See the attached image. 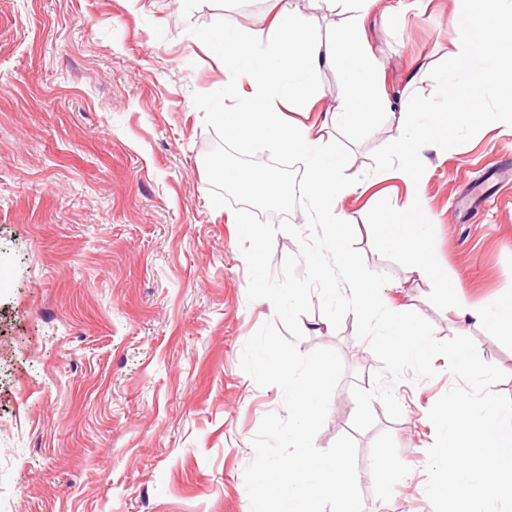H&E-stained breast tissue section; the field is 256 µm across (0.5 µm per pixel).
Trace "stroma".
<instances>
[{
  "label": "stroma",
  "mask_w": 512,
  "mask_h": 512,
  "mask_svg": "<svg viewBox=\"0 0 512 512\" xmlns=\"http://www.w3.org/2000/svg\"><path fill=\"white\" fill-rule=\"evenodd\" d=\"M268 0H0V512H250L244 469L264 416L283 392L240 367L247 340L274 316L248 300L232 207H213L204 157L220 137L193 103L224 85V28L260 38ZM402 19L381 25L387 10ZM365 33L396 96L421 59L441 63L455 39L451 0H377ZM494 119L450 128L417 184L390 151L409 118L377 116L360 133L332 131L354 190L339 203L367 268L390 275L387 301L429 321L438 339L472 338L512 397V333L476 324L458 302L512 301V101L488 87ZM418 191L444 289L411 271L368 221ZM500 196L497 207L485 206ZM297 346L338 352L345 373L319 449L351 435L364 512H431L428 413L453 385L394 386L391 419L355 430L352 386L383 365L319 310Z\"/></svg>",
  "instance_id": "35a3bbf8"
}]
</instances>
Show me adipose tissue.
<instances>
[{
	"label": "adipose tissue",
	"instance_id": "obj_1",
	"mask_svg": "<svg viewBox=\"0 0 512 512\" xmlns=\"http://www.w3.org/2000/svg\"><path fill=\"white\" fill-rule=\"evenodd\" d=\"M266 16V47L259 50L243 36L230 35L225 43L224 99L233 111L223 113L230 137L264 136L283 152L304 154L307 176L300 185L313 207L317 223L344 225L346 216L337 203L352 192L344 176V157L313 128L285 121L284 109L311 111L320 102V74L337 67L344 94L331 115L334 126L366 128L374 115L400 109L421 117L415 132L395 140L393 154L404 161V174L414 182L423 170L422 159L433 146H452L446 126L434 123V112L447 113L448 124L470 125L492 120L481 90L496 86L512 90V0H453L458 20L457 37L441 67L412 68L413 80L429 79L440 89L437 104L405 92L392 103L364 35V22L375 0H324L328 10L348 15L346 26L332 36L320 37L313 25L292 9L289 0H276ZM391 246L402 250L412 271L441 278L429 258L425 213L420 198L408 202L399 216L375 214Z\"/></svg>",
	"mask_w": 512,
	"mask_h": 512
}]
</instances>
